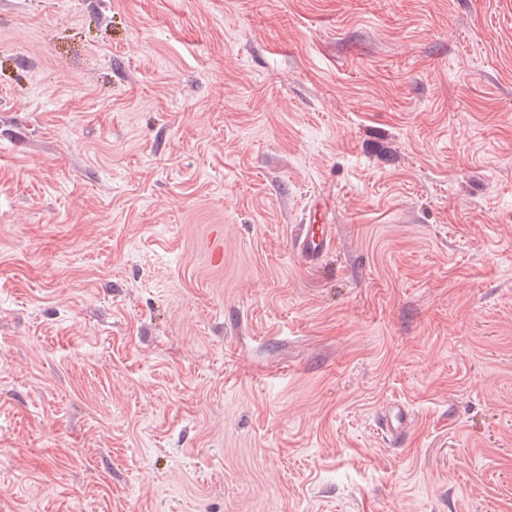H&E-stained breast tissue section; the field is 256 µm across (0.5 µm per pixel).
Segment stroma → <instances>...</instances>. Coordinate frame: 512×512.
<instances>
[{
  "mask_svg": "<svg viewBox=\"0 0 512 512\" xmlns=\"http://www.w3.org/2000/svg\"><path fill=\"white\" fill-rule=\"evenodd\" d=\"M0 512H512V0H0ZM328 213L326 200L314 197L310 208V223L299 224V232L293 238L298 257L307 265H317L333 246L334 234L332 224H328ZM378 417L382 431L390 438L400 437L409 425V413L402 405L386 406Z\"/></svg>",
  "mask_w": 512,
  "mask_h": 512,
  "instance_id": "stroma-1",
  "label": "stroma"
}]
</instances>
